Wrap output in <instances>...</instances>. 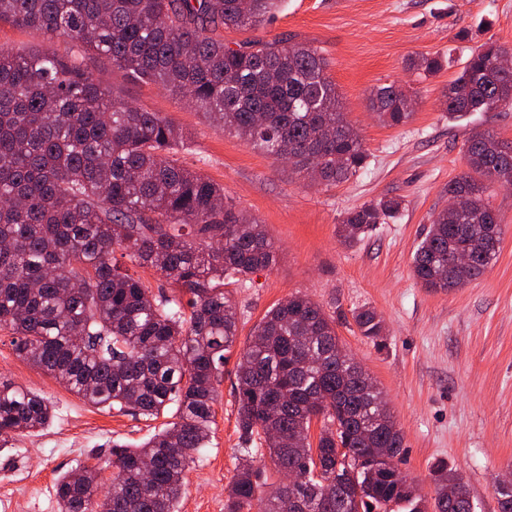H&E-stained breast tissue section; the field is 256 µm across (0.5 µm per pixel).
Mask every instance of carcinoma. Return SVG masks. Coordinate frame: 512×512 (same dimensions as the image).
<instances>
[{
  "mask_svg": "<svg viewBox=\"0 0 512 512\" xmlns=\"http://www.w3.org/2000/svg\"><path fill=\"white\" fill-rule=\"evenodd\" d=\"M282 2L0 0V22L79 44L188 100L213 126L287 158L303 178L339 182L366 168L368 153L319 50L286 37L232 48L216 35L262 26ZM503 57L512 47L493 42L472 53L444 93L449 116L512 111ZM407 67L429 75L443 61L423 56ZM409 100L384 85L370 108L399 126L412 116ZM189 141L161 113L110 96L75 60L0 49V329L12 331L17 357L95 407L157 418L176 406L175 421L147 441L112 444V483L101 501L99 464L61 475L58 512H177L214 423L217 375L238 339L224 282L276 262L263 225L174 159ZM466 153L469 171L448 183L460 209L435 213L413 256L416 279L434 291L481 276L502 240L485 193L512 180V142L477 131ZM400 206L382 198L347 213L340 239L363 240ZM118 249L179 294L154 297L112 261ZM459 254L467 265L456 264ZM352 318L362 336H383L375 309ZM339 345L334 318L304 296L276 304L253 327L237 367L242 448L224 512H251L255 502L258 512H473L448 465L430 469L431 501L385 468L382 455L402 452V432L390 409H379L382 393L368 373L337 360ZM52 418L48 400L0 378V447ZM266 455L279 474L294 473L293 484L268 491Z\"/></svg>",
  "mask_w": 512,
  "mask_h": 512,
  "instance_id": "cac0c4a2",
  "label": "carcinoma"
}]
</instances>
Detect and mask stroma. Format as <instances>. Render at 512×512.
I'll list each match as a JSON object with an SVG mask.
<instances>
[{
    "label": "stroma",
    "mask_w": 512,
    "mask_h": 512,
    "mask_svg": "<svg viewBox=\"0 0 512 512\" xmlns=\"http://www.w3.org/2000/svg\"><path fill=\"white\" fill-rule=\"evenodd\" d=\"M225 42L287 35L327 58L348 121L368 151L367 167L340 183H305L293 165L215 128L191 103L159 85L133 79L82 48L42 31L0 24V47L17 54L50 49L78 59L114 95L162 113L192 135L180 163L223 186L237 210L262 224L277 261L230 288L246 343L264 314L294 294L319 303L336 322L342 345L383 391L404 437L398 469L432 495L431 467L448 463L463 477L476 512H500L495 486L512 477V189L488 200L504 236L496 260L451 292L424 288L412 259L434 212L448 204L449 181L468 168L465 142L489 131L512 141V112L448 117L443 94L469 56L489 41L512 45V0H284L271 22L223 30ZM439 56L433 75L408 69V58ZM404 87L413 116L381 123L369 107L380 85ZM381 198L402 207L363 241L348 246L336 226L349 211ZM383 317L378 341L360 335L354 309ZM12 333L0 330V377L47 398L52 424L0 447V512H58V476L97 456L103 485L112 482V445H137L172 422L94 407L18 358ZM239 351L218 377L210 442L186 475L178 512H224L241 446L233 392Z\"/></svg>",
    "instance_id": "obj_1"
}]
</instances>
